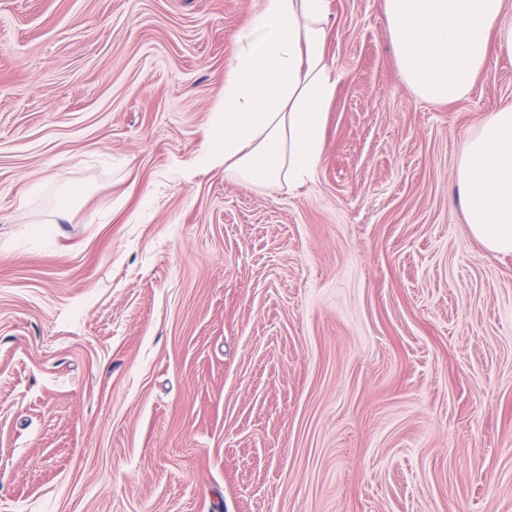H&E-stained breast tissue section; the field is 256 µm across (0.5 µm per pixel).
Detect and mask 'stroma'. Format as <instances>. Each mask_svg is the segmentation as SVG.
<instances>
[{
    "label": "stroma",
    "mask_w": 512,
    "mask_h": 512,
    "mask_svg": "<svg viewBox=\"0 0 512 512\" xmlns=\"http://www.w3.org/2000/svg\"><path fill=\"white\" fill-rule=\"evenodd\" d=\"M258 5L0 0V512H512V255L455 190L512 51L429 101L328 0L270 191L196 161Z\"/></svg>",
    "instance_id": "obj_1"
}]
</instances>
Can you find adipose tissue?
Instances as JSON below:
<instances>
[{"mask_svg": "<svg viewBox=\"0 0 512 512\" xmlns=\"http://www.w3.org/2000/svg\"><path fill=\"white\" fill-rule=\"evenodd\" d=\"M406 84L437 102L464 99L492 45L512 50L505 0H384ZM327 0H260L239 32L201 160L267 189L310 178L335 82L325 62ZM456 186L472 235L512 254V106L461 143Z\"/></svg>", "mask_w": 512, "mask_h": 512, "instance_id": "obj_1", "label": "adipose tissue"}]
</instances>
